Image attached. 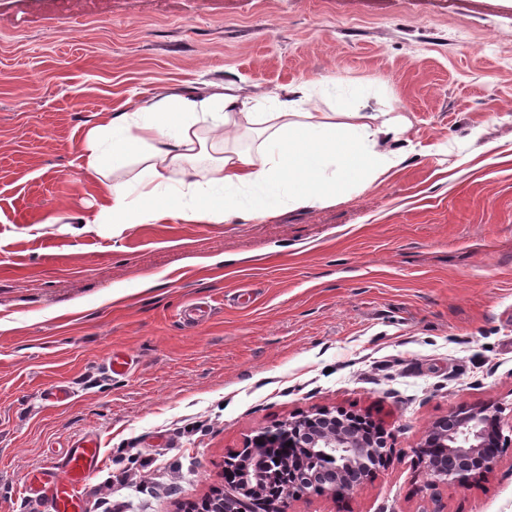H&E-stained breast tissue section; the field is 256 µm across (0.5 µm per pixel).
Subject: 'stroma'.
Instances as JSON below:
<instances>
[{"label":"stroma","instance_id":"1","mask_svg":"<svg viewBox=\"0 0 512 512\" xmlns=\"http://www.w3.org/2000/svg\"><path fill=\"white\" fill-rule=\"evenodd\" d=\"M327 75L320 111L410 122L385 177L261 221L95 223L80 152L103 108ZM486 403L512 422V0H0V512H50L22 479L87 435L85 512H174L318 406L381 422L390 454L291 512H512V455L430 488L413 453Z\"/></svg>","mask_w":512,"mask_h":512}]
</instances>
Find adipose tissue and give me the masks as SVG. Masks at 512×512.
Returning a JSON list of instances; mask_svg holds the SVG:
<instances>
[{
	"label": "adipose tissue",
	"mask_w": 512,
	"mask_h": 512,
	"mask_svg": "<svg viewBox=\"0 0 512 512\" xmlns=\"http://www.w3.org/2000/svg\"><path fill=\"white\" fill-rule=\"evenodd\" d=\"M310 88L257 102L241 88L208 96L169 93L151 105L100 112L84 139L86 174L100 185L97 223L122 232L138 224H227L276 211L315 208L347 198L400 166L394 143L409 127L387 112H314ZM222 145L212 176L195 159ZM140 163L127 180L107 179V161ZM179 172L169 185L170 172Z\"/></svg>",
	"instance_id": "adipose-tissue-1"
}]
</instances>
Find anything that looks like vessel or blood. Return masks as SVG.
Returning <instances> with one entry per match:
<instances>
[{"label": "vessel or blood", "mask_w": 512, "mask_h": 512, "mask_svg": "<svg viewBox=\"0 0 512 512\" xmlns=\"http://www.w3.org/2000/svg\"><path fill=\"white\" fill-rule=\"evenodd\" d=\"M100 462L98 440L83 437L72 444L62 462H51L26 474L21 491L32 496L38 494L41 487H48L52 512H83V486Z\"/></svg>", "instance_id": "vessel-or-blood-1"}]
</instances>
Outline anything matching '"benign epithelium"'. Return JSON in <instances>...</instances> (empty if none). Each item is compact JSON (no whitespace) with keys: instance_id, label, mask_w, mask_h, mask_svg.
Instances as JSON below:
<instances>
[{"instance_id":"benign-epithelium-1","label":"benign epithelium","mask_w":512,"mask_h":512,"mask_svg":"<svg viewBox=\"0 0 512 512\" xmlns=\"http://www.w3.org/2000/svg\"><path fill=\"white\" fill-rule=\"evenodd\" d=\"M360 415L327 406L294 415L257 432L244 448L224 461V490L205 502L206 512H290V503L309 492L311 475L282 458L277 475L260 455L264 448H291L323 460L331 477L321 492L341 498L356 492L387 461L390 446L385 427L364 431ZM512 438L503 435L501 408L493 404L457 406L432 422L417 448L427 486L452 483L465 486L477 473L493 471Z\"/></svg>"}]
</instances>
